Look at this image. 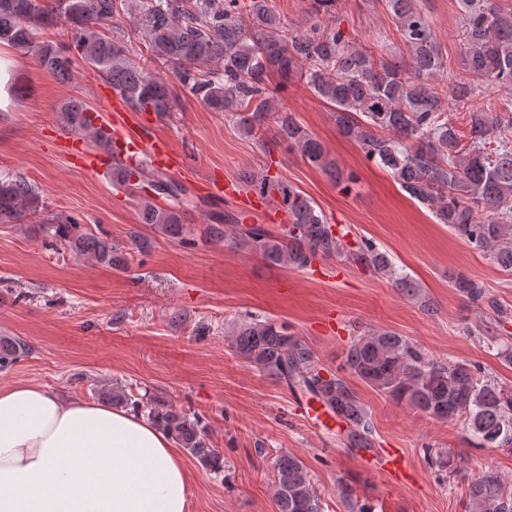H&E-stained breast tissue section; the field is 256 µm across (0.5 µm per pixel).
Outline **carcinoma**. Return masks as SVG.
Here are the masks:
<instances>
[{
  "mask_svg": "<svg viewBox=\"0 0 512 512\" xmlns=\"http://www.w3.org/2000/svg\"><path fill=\"white\" fill-rule=\"evenodd\" d=\"M465 12L463 74L437 83L448 62L437 49L427 18L414 0H387L396 31L408 50L405 62L375 54L341 28L338 0H308L310 23L292 27L271 0H0V44L34 54L36 64L61 80L70 78L78 59L96 66L112 90L137 112L168 115L179 94L189 92L222 112L238 132L262 140L269 126L275 138L300 150L312 164L331 167L322 144L280 102L284 88L297 79L330 105L342 135L360 146L367 161L391 172L402 189L428 207L437 221L512 272V112L487 100H472L494 86H512V10L496 0H461ZM125 17L144 37L150 58L171 67L176 83L155 76L131 58L125 36L103 28ZM63 27L59 42L39 35ZM280 82L271 84V74ZM468 113V135L458 130L449 104ZM66 126L100 139L86 127L89 107L73 99L61 108ZM112 178L139 198V217L164 235L187 233L180 208L187 188L157 171L139 185L121 162ZM240 182L272 206L288 210L290 228L282 235L262 227L244 230L236 217L212 213L210 239L231 247L246 245L272 265L305 269L318 257L335 258L392 279L410 295L419 285L396 269L391 257L363 240L347 241L309 198L268 171H245ZM39 196L22 176L0 178V224H19L37 211ZM54 235L98 264L122 263L112 242L84 232L70 218L53 222ZM455 288L471 303H484L481 285L465 276ZM235 353L269 379L321 403L345 423L346 446L376 451L374 425L348 381L321 375L313 352L285 323L253 319L227 332ZM29 351L19 338L0 339V369ZM343 368L398 403L439 421H458L478 447L512 446V391L478 376L464 361L429 359L405 336L370 331L358 336L344 354ZM112 404L147 412L168 437L201 464L220 467L198 418L160 401L142 403L122 389ZM427 456L448 477L458 472L455 457L427 449ZM277 512H321V496L303 461L288 452L273 464ZM466 512H512V487L491 470L468 485Z\"/></svg>",
  "mask_w": 512,
  "mask_h": 512,
  "instance_id": "cac0c4a2",
  "label": "carcinoma"
}]
</instances>
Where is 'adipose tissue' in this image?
I'll list each match as a JSON object with an SVG mask.
<instances>
[{"label": "adipose tissue", "instance_id": "adipose-tissue-1", "mask_svg": "<svg viewBox=\"0 0 512 512\" xmlns=\"http://www.w3.org/2000/svg\"><path fill=\"white\" fill-rule=\"evenodd\" d=\"M190 476L139 413L0 386V512H188Z\"/></svg>", "mask_w": 512, "mask_h": 512}]
</instances>
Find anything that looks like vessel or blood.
Listing matches in <instances>:
<instances>
[{
  "label": "vessel or blood",
  "instance_id": "obj_1",
  "mask_svg": "<svg viewBox=\"0 0 512 512\" xmlns=\"http://www.w3.org/2000/svg\"><path fill=\"white\" fill-rule=\"evenodd\" d=\"M123 112L124 106L120 96L113 93L106 99L105 114L91 112L87 115L89 125L111 141V152L93 150L82 135L71 133L58 139L56 146L59 154L67 159L72 167L86 172H95L109 166L116 158L134 164L144 156L148 158L151 167L156 169H166L175 165L177 158L168 139H145L140 128L125 123ZM377 464L379 471L393 481H406L408 467L398 449H387Z\"/></svg>",
  "mask_w": 512,
  "mask_h": 512
}]
</instances>
